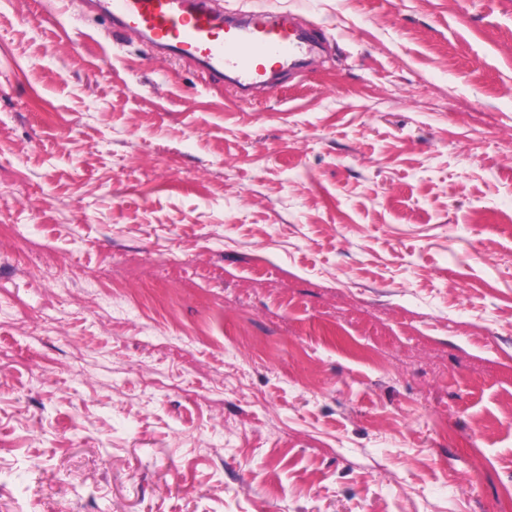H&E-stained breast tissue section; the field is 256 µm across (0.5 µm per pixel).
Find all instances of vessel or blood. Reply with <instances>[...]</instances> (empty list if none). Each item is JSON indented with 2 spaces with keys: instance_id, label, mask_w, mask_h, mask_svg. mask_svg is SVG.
<instances>
[{
  "instance_id": "vessel-or-blood-1",
  "label": "vessel or blood",
  "mask_w": 512,
  "mask_h": 512,
  "mask_svg": "<svg viewBox=\"0 0 512 512\" xmlns=\"http://www.w3.org/2000/svg\"><path fill=\"white\" fill-rule=\"evenodd\" d=\"M89 11L121 31L140 34L178 59L199 64L211 79L235 74L243 84L265 83L270 67L293 68L315 34L286 14L250 11L249 25L224 14L220 0H83Z\"/></svg>"
}]
</instances>
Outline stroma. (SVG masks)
<instances>
[{"label":"stroma","instance_id":"obj_1","mask_svg":"<svg viewBox=\"0 0 512 512\" xmlns=\"http://www.w3.org/2000/svg\"><path fill=\"white\" fill-rule=\"evenodd\" d=\"M39 2L0 0V512H512V0H223L320 32L249 97Z\"/></svg>","mask_w":512,"mask_h":512}]
</instances>
